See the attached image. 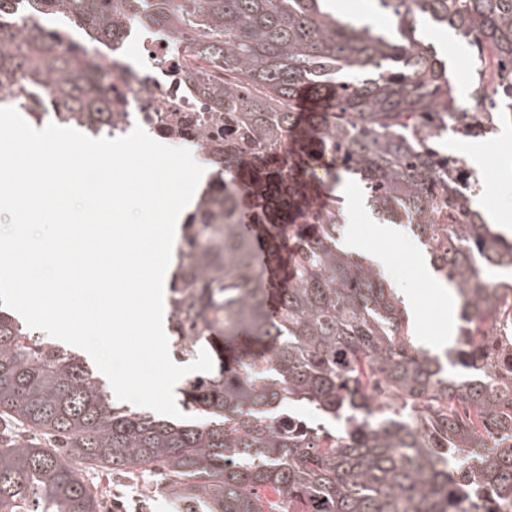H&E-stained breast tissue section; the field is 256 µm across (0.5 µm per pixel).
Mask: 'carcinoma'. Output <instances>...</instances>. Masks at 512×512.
<instances>
[{"label": "carcinoma", "instance_id": "cac0c4a2", "mask_svg": "<svg viewBox=\"0 0 512 512\" xmlns=\"http://www.w3.org/2000/svg\"><path fill=\"white\" fill-rule=\"evenodd\" d=\"M0 0V91L38 84L56 122L112 136V68L101 48L124 23L170 34L202 65L224 111L220 173L185 221L169 288L171 346L206 348L180 422L112 401L80 355L29 337L0 306V417L47 431L58 449L0 441V512H100L79 464L159 472L182 512H502L512 500V241L472 208L479 184L429 132L455 123L488 86L512 109V0H375L388 27L336 18L324 0ZM63 14L84 45L48 44ZM451 29L479 60L457 96L414 23ZM325 170L319 174L317 169ZM357 180L394 224L409 218L455 289L447 362L416 346L403 301L375 267L338 247L334 185ZM248 184L254 206L243 209ZM467 215L469 222L457 219ZM264 225L260 263L245 221ZM304 401L337 429L279 412ZM485 460L457 465L460 448Z\"/></svg>", "mask_w": 512, "mask_h": 512}]
</instances>
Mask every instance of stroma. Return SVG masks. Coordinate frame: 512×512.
<instances>
[{
    "label": "stroma",
    "mask_w": 512,
    "mask_h": 512,
    "mask_svg": "<svg viewBox=\"0 0 512 512\" xmlns=\"http://www.w3.org/2000/svg\"><path fill=\"white\" fill-rule=\"evenodd\" d=\"M417 35L430 42L448 64V76L458 91L469 87L466 74L473 71V49L457 36L432 27L418 28ZM447 150L458 157L479 153L480 162L474 172L484 190L478 201L481 206L512 208V119L498 123L493 132L475 138L449 135ZM377 251L386 257L380 271L392 285H402L419 299V314L413 317L416 338L437 340L448 330V313L434 287V273L424 272L425 258L417 240L404 234L402 244L379 239ZM82 476L90 486L100 488L101 512H175L178 501L165 488L158 476L145 473L136 477L116 476L98 469H83Z\"/></svg>",
    "instance_id": "1"
}]
</instances>
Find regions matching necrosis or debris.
I'll return each mask as SVG.
<instances>
[{"label":"necrosis or debris","instance_id":"4bbe7bcc","mask_svg":"<svg viewBox=\"0 0 512 512\" xmlns=\"http://www.w3.org/2000/svg\"><path fill=\"white\" fill-rule=\"evenodd\" d=\"M115 76L112 134L142 126L156 141L172 145L202 143L221 150L224 125L212 120L215 105L189 79L191 65L182 45L151 26L126 25L108 61Z\"/></svg>","mask_w":512,"mask_h":512}]
</instances>
